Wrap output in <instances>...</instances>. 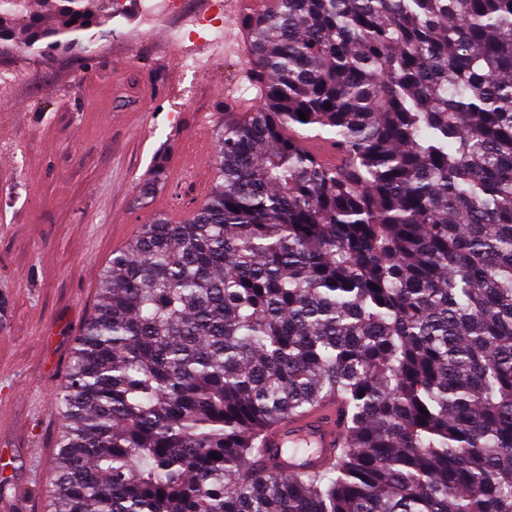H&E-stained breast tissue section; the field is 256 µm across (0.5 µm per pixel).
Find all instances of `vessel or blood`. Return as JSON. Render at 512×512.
<instances>
[{
	"label": "vessel or blood",
	"mask_w": 512,
	"mask_h": 512,
	"mask_svg": "<svg viewBox=\"0 0 512 512\" xmlns=\"http://www.w3.org/2000/svg\"><path fill=\"white\" fill-rule=\"evenodd\" d=\"M342 441L339 403L333 398L303 416L270 428L265 436L266 447L276 454L285 472L321 468Z\"/></svg>",
	"instance_id": "1"
}]
</instances>
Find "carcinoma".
I'll return each instance as SVG.
<instances>
[{
	"instance_id": "cac0c4a2",
	"label": "carcinoma",
	"mask_w": 512,
	"mask_h": 512,
	"mask_svg": "<svg viewBox=\"0 0 512 512\" xmlns=\"http://www.w3.org/2000/svg\"><path fill=\"white\" fill-rule=\"evenodd\" d=\"M38 3L0 9V54L93 60L99 0ZM241 23L263 105L217 126L200 204L102 270L47 512H512V0H271ZM331 395L326 467L257 466Z\"/></svg>"
}]
</instances>
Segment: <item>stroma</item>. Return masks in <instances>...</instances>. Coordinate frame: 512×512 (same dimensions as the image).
<instances>
[{
  "mask_svg": "<svg viewBox=\"0 0 512 512\" xmlns=\"http://www.w3.org/2000/svg\"><path fill=\"white\" fill-rule=\"evenodd\" d=\"M93 61L75 51L0 55L27 77L0 96V512H44L60 426L54 394L73 339L99 301L102 269L151 214L181 216L211 190L213 129L225 100H260L244 77L240 24L223 52L196 43L183 68L170 16L145 25L136 0ZM167 152L164 187L136 208L139 184Z\"/></svg>",
  "mask_w": 512,
  "mask_h": 512,
  "instance_id": "1",
  "label": "stroma"
}]
</instances>
